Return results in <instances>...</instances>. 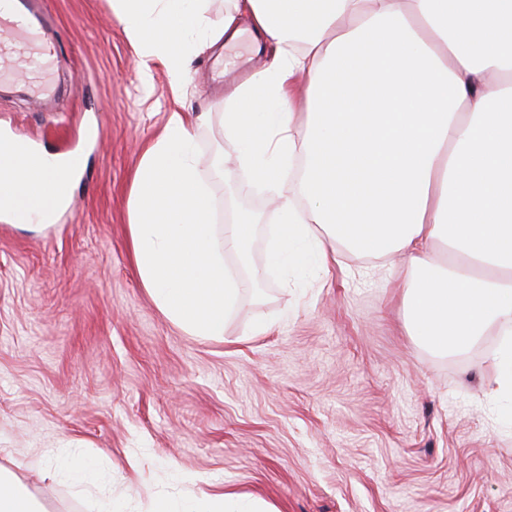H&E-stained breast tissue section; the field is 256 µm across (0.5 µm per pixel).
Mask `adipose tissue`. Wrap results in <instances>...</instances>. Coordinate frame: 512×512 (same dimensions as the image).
Instances as JSON below:
<instances>
[{"instance_id":"obj_1","label":"adipose tissue","mask_w":512,"mask_h":512,"mask_svg":"<svg viewBox=\"0 0 512 512\" xmlns=\"http://www.w3.org/2000/svg\"><path fill=\"white\" fill-rule=\"evenodd\" d=\"M142 72L164 64L172 86L196 37L236 40L240 15L273 51L224 94V138L238 169L274 196V267L337 265V245L404 258L405 325L431 351L468 349L493 326L498 395L512 402V0H233L205 31L198 0H113ZM80 163L31 152L0 164V184L39 197L32 217L61 208ZM193 125L172 113L143 152L129 196L141 282L162 313L194 336H223L244 282L225 263L246 255L253 225L214 222ZM78 491L95 462L45 457ZM0 512H43L26 484L0 471ZM155 512H252L235 496Z\"/></svg>"}]
</instances>
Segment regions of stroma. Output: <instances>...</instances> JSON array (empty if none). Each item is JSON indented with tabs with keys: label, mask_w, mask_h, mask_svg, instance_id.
Here are the masks:
<instances>
[{
	"label": "stroma",
	"mask_w": 512,
	"mask_h": 512,
	"mask_svg": "<svg viewBox=\"0 0 512 512\" xmlns=\"http://www.w3.org/2000/svg\"><path fill=\"white\" fill-rule=\"evenodd\" d=\"M61 43L51 101L0 95V138L86 166L50 228L0 219V467L45 512H96L39 466L48 448L96 460L118 512L153 498L234 494L267 512H512V425L489 395L501 341L439 355L404 326L392 260L345 253L329 277L266 264L268 190L235 173L212 180L215 221L255 217L251 278L224 336H193L145 290L128 199L142 147L172 112L195 123L197 151L225 158L224 93L266 62L248 42L197 44L173 89L142 73L112 0H46ZM269 324L258 336L252 323ZM144 483L132 496L128 486Z\"/></svg>",
	"instance_id": "stroma-1"
}]
</instances>
